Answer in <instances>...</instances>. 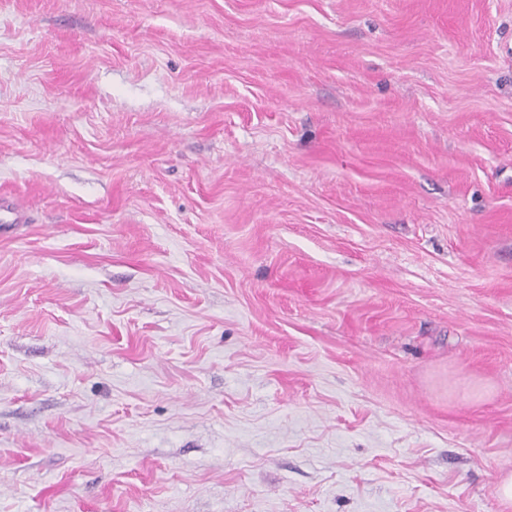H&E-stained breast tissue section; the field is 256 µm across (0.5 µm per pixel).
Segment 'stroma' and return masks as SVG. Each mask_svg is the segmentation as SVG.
Returning a JSON list of instances; mask_svg holds the SVG:
<instances>
[{"label":"stroma","mask_w":512,"mask_h":512,"mask_svg":"<svg viewBox=\"0 0 512 512\" xmlns=\"http://www.w3.org/2000/svg\"><path fill=\"white\" fill-rule=\"evenodd\" d=\"M0 512H512V0H0Z\"/></svg>","instance_id":"1"}]
</instances>
